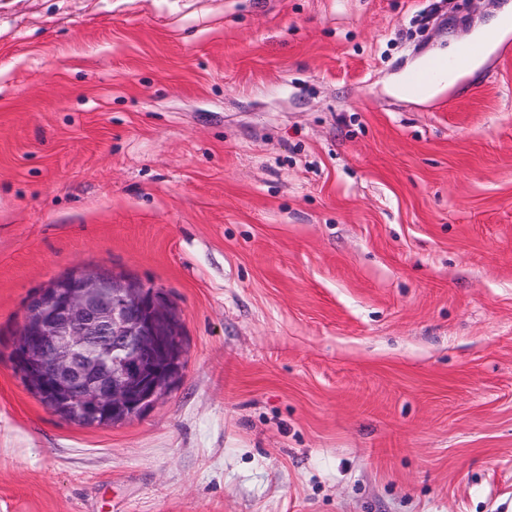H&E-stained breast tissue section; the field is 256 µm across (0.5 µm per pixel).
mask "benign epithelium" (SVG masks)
I'll return each instance as SVG.
<instances>
[{
    "mask_svg": "<svg viewBox=\"0 0 512 512\" xmlns=\"http://www.w3.org/2000/svg\"><path fill=\"white\" fill-rule=\"evenodd\" d=\"M23 311L9 357L38 399L64 419L120 423L149 410L177 379L184 344L176 304L161 289L104 269L53 278Z\"/></svg>",
    "mask_w": 512,
    "mask_h": 512,
    "instance_id": "obj_1",
    "label": "benign epithelium"
}]
</instances>
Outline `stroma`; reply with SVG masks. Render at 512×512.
Returning <instances> with one entry per match:
<instances>
[{
  "instance_id": "1",
  "label": "stroma",
  "mask_w": 512,
  "mask_h": 512,
  "mask_svg": "<svg viewBox=\"0 0 512 512\" xmlns=\"http://www.w3.org/2000/svg\"><path fill=\"white\" fill-rule=\"evenodd\" d=\"M512 0H0V512H512ZM177 305L79 426L7 345L48 280Z\"/></svg>"
}]
</instances>
